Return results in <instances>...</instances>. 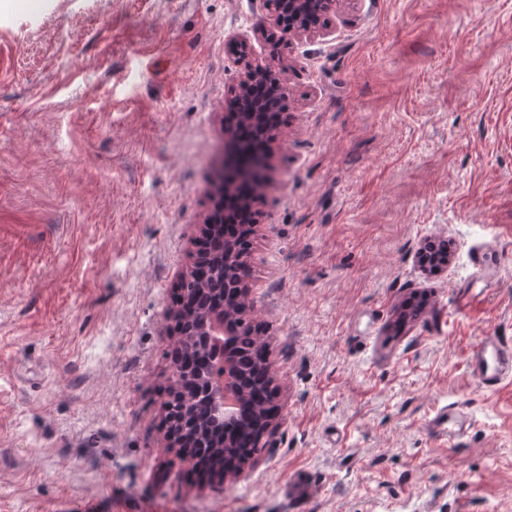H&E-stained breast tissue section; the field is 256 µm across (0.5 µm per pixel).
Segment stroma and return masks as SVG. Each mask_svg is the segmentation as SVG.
Wrapping results in <instances>:
<instances>
[{"label": "stroma", "mask_w": 512, "mask_h": 512, "mask_svg": "<svg viewBox=\"0 0 512 512\" xmlns=\"http://www.w3.org/2000/svg\"><path fill=\"white\" fill-rule=\"evenodd\" d=\"M263 0H0V512H512V0H352L295 39L248 258L273 433L170 447L169 314ZM452 243L446 271L416 261ZM503 274L467 314L482 242ZM420 313L402 319L406 302ZM475 425L451 445L427 422ZM468 368L486 390H495L512 380V336L494 330L485 332L469 352ZM430 427L448 434L449 443H457L468 436L474 420L467 407L453 403L435 414L430 420Z\"/></svg>", "instance_id": "35a3bbf8"}]
</instances>
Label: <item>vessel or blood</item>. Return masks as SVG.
Returning a JSON list of instances; mask_svg holds the SVG:
<instances>
[{
	"instance_id": "1",
	"label": "vessel or blood",
	"mask_w": 512,
	"mask_h": 512,
	"mask_svg": "<svg viewBox=\"0 0 512 512\" xmlns=\"http://www.w3.org/2000/svg\"><path fill=\"white\" fill-rule=\"evenodd\" d=\"M471 262L472 286H462L456 291L455 310L460 314L475 299L477 290L496 286L502 270L499 249L492 244L474 251ZM468 368L475 381L487 390L512 380V336L494 330L485 332L469 352ZM430 426L447 434L449 442L456 443L468 436L474 420L467 407L453 403L439 410Z\"/></svg>"
}]
</instances>
